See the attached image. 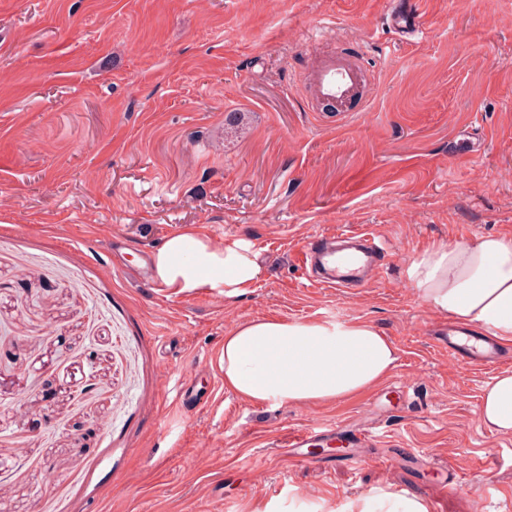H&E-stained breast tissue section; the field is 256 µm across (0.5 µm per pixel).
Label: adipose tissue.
<instances>
[{"label": "adipose tissue", "instance_id": "adipose-tissue-1", "mask_svg": "<svg viewBox=\"0 0 512 512\" xmlns=\"http://www.w3.org/2000/svg\"><path fill=\"white\" fill-rule=\"evenodd\" d=\"M154 281L168 295L198 292L234 301L252 292L261 275L251 242L217 247L187 228L168 235L151 256ZM415 296L456 323L489 331L512 344V237L486 235L434 247L406 268ZM394 345L366 322L263 318L224 336L218 367L225 388L261 405H322L361 395L391 374ZM486 426L512 433V372L496 375L481 397ZM340 512H429L416 498L370 491Z\"/></svg>", "mask_w": 512, "mask_h": 512}]
</instances>
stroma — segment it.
Here are the masks:
<instances>
[{"label":"stroma","mask_w":512,"mask_h":512,"mask_svg":"<svg viewBox=\"0 0 512 512\" xmlns=\"http://www.w3.org/2000/svg\"><path fill=\"white\" fill-rule=\"evenodd\" d=\"M403 2L410 42L390 0H0V512H335L372 490L512 512V434L481 418L495 371L449 361L406 278L427 249L512 235V0ZM317 27L378 73L344 121L299 89ZM461 130L481 154L457 155ZM186 224L253 243L251 294L141 280L138 250ZM344 229L385 241L381 274L306 280L294 253ZM258 318L374 324L398 351L382 405L227 392L224 335ZM333 422L375 437L289 464V433ZM386 24L389 29L406 40L416 37L420 30L419 17L415 13L403 9L396 2L392 3Z\"/></svg>","instance_id":"stroma-1"}]
</instances>
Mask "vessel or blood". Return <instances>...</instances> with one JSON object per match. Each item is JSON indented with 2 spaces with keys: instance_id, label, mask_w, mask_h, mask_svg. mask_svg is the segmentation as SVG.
<instances>
[{
  "instance_id": "vessel-or-blood-1",
  "label": "vessel or blood",
  "mask_w": 512,
  "mask_h": 512,
  "mask_svg": "<svg viewBox=\"0 0 512 512\" xmlns=\"http://www.w3.org/2000/svg\"><path fill=\"white\" fill-rule=\"evenodd\" d=\"M386 24L403 39L416 37L420 20L400 4H392ZM300 87L309 111L323 110L348 117L354 112L367 111L374 93L375 76L356 56L328 47L316 52L302 74ZM384 248L381 241L366 232L343 230L303 247L296 253L300 267L315 271L317 281L326 288H347L359 279L376 276L379 272L374 259ZM448 355L486 368L498 362L499 351L492 337L482 339L481 347L463 352L456 341H449ZM342 433L340 425L311 427L290 433L288 445L306 447L312 440H336Z\"/></svg>"
}]
</instances>
